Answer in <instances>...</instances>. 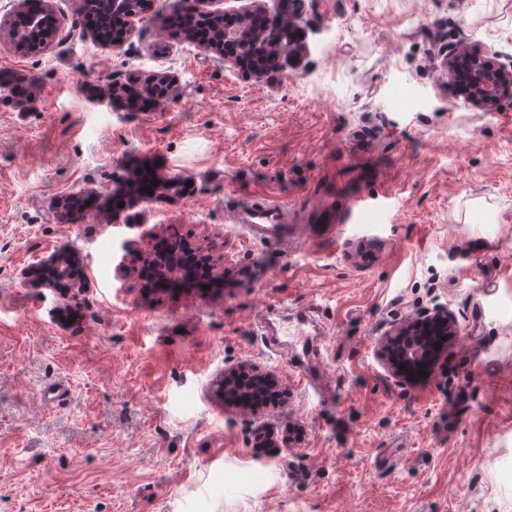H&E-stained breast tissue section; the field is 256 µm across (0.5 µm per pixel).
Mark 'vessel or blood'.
<instances>
[{"label": "vessel or blood", "instance_id": "b4317fda", "mask_svg": "<svg viewBox=\"0 0 512 512\" xmlns=\"http://www.w3.org/2000/svg\"><path fill=\"white\" fill-rule=\"evenodd\" d=\"M229 219L240 226L249 241L268 246H287L299 230L287 206L266 199L237 200Z\"/></svg>", "mask_w": 512, "mask_h": 512}]
</instances>
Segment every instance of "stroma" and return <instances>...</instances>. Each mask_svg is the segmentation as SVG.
Segmentation results:
<instances>
[{
  "mask_svg": "<svg viewBox=\"0 0 512 512\" xmlns=\"http://www.w3.org/2000/svg\"><path fill=\"white\" fill-rule=\"evenodd\" d=\"M185 4L155 0L113 47L53 0L56 43L0 45V74L37 82L22 110L0 88V512H512V94L477 109L438 67L462 40L512 58V0H304L300 64L259 78L170 39ZM156 75L160 105L89 104ZM145 168L191 185L57 222ZM243 197L288 205L299 238L248 241L226 220ZM174 236L210 248L215 287L116 276ZM61 257L68 292L32 280ZM436 306L446 359L396 383L378 338ZM240 364L282 403L225 409ZM91 196L81 199H74L66 201L61 208L56 211V219L61 224H76L82 221L88 212L86 201L90 200Z\"/></svg>",
  "mask_w": 512,
  "mask_h": 512,
  "instance_id": "stroma-1",
  "label": "stroma"
}]
</instances>
